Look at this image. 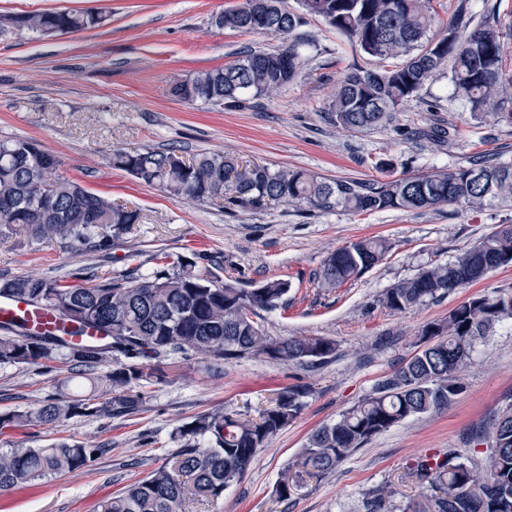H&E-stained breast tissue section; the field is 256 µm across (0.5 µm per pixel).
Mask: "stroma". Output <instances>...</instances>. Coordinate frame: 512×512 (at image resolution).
Returning a JSON list of instances; mask_svg holds the SVG:
<instances>
[{
  "label": "stroma",
  "mask_w": 512,
  "mask_h": 512,
  "mask_svg": "<svg viewBox=\"0 0 512 512\" xmlns=\"http://www.w3.org/2000/svg\"><path fill=\"white\" fill-rule=\"evenodd\" d=\"M241 0H0V141L30 139L75 178L114 202L140 210L142 223L113 238L107 254L25 235L0 237V274L58 275L97 264L108 277L152 271L156 254L169 261L204 250L222 281L249 288L268 278L289 280L288 302L260 312L271 338L324 336L336 356L314 367L245 357L217 363L196 353L159 360L161 381L137 387L133 415L72 418L52 428L0 429V451L58 442L101 447L85 470L0 495V512H95L100 500L163 464L180 448L176 428L221 407L257 416L279 388L303 379L313 393L298 418L263 448L243 479L215 502H190L187 512H365L369 494L395 489L390 512H403L421 489L409 475L418 457L454 449L473 452L469 433L512 406V320L497 324L462 372L463 390L448 409L414 416L374 436L334 474L306 480L289 499L276 486L281 472L317 427L337 421L373 386L419 348L418 332L447 318L477 293H512V263L474 284L404 313L376 300L386 288L429 264L445 263L475 245L495 225L512 222V207L473 210L387 209L351 213L292 205L259 212L184 203L137 182L109 164L113 148L179 149L184 157L224 152L271 168L305 169L327 178L381 179L426 175L481 156L512 158V125L477 123L454 97L448 78L429 82L397 121L368 132L331 124L326 112L337 81L352 68L376 66L321 18L306 32L318 42L302 77L278 95L237 107L187 105L170 93L174 78L232 63L240 52L276 48L267 34L217 28L216 14ZM100 9L105 26L58 36L20 31L9 16L55 9ZM453 123V146L434 150L411 139L412 129ZM383 237L391 251L355 281L320 288L326 255L349 242ZM64 374L52 367L0 366V412L58 396Z\"/></svg>",
  "instance_id": "obj_1"
}]
</instances>
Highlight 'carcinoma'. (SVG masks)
<instances>
[{"instance_id": "carcinoma-1", "label": "carcinoma", "mask_w": 512, "mask_h": 512, "mask_svg": "<svg viewBox=\"0 0 512 512\" xmlns=\"http://www.w3.org/2000/svg\"><path fill=\"white\" fill-rule=\"evenodd\" d=\"M303 13L288 10L285 0H244L220 13L217 26L259 32L282 40L272 51H246L224 66L174 79L171 94L193 105L233 107L246 96H270L301 77L317 48L300 31L305 16L322 18L350 43L380 63L355 68L340 78L329 105L331 121L344 129L368 131L394 122L401 107L429 81L450 80L456 97L473 118L512 124V78H503V33L488 20L472 25L468 0L443 30L432 33L431 0H301ZM106 16L90 10H47L16 15L10 23L42 35H60L105 25ZM422 135L442 146L458 135L455 128L433 127ZM109 164L166 195L189 202L222 200L233 207L260 211L273 204L340 208L352 213L385 209L433 210L447 204L482 209L512 206V161L483 157L469 165L426 175L382 180L328 179L311 171L266 165L239 166L222 152L187 159L167 150H112ZM60 161L30 140L0 142V236L24 233L35 241H53L63 249L75 244L95 251L111 246L117 233L142 222L140 211L114 204L78 181L56 175ZM382 237L359 239L331 252L318 274L331 291L357 279L390 251ZM512 262V224L502 223L476 245L446 263L422 267L385 289L377 303L404 313L481 280L499 258ZM159 263L148 274L121 279L100 275L85 265L54 276L0 278V296L49 309L69 322L71 335L94 328L108 345L73 342L33 333L20 323L0 324V365L66 366V382L88 384L92 392L48 398L35 407L0 412V428H49L64 419L103 414H134L142 399L131 390L154 377L143 360L195 352L217 362L244 357L314 365L336 354V343L322 336H267L253 320L256 310L286 303L290 283L268 278L260 291L221 282L201 261L209 255ZM512 320V293L474 295L452 309L448 318L429 322L418 332L425 348L375 384L371 393L332 424L313 430L288 463L276 487L291 497L304 477L323 478L369 440L412 416L448 408L462 391L459 373L468 366L477 343L495 325ZM122 355L107 375L112 397L98 401L96 369ZM312 394L308 383L288 385L264 408L259 420L222 408L193 418L178 430L181 448L162 465L103 499L98 512H184L190 498L218 500L242 479L259 451L298 417ZM209 447H197V440ZM486 446L483 456L463 457L450 449L415 460L410 470L427 497L421 511L512 512V408L496 415L471 436ZM93 445L60 442L46 448L0 451V493L36 480L85 469L100 455ZM393 490L379 489L366 512H387Z\"/></svg>"}]
</instances>
